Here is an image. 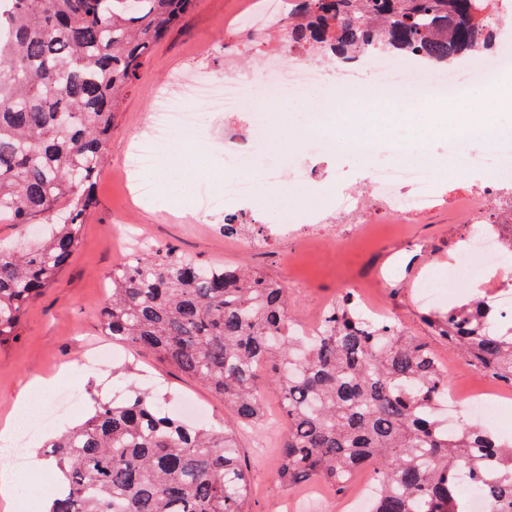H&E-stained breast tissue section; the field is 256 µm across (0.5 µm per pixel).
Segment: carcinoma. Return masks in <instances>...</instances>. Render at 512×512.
<instances>
[{
  "instance_id": "1",
  "label": "carcinoma",
  "mask_w": 512,
  "mask_h": 512,
  "mask_svg": "<svg viewBox=\"0 0 512 512\" xmlns=\"http://www.w3.org/2000/svg\"><path fill=\"white\" fill-rule=\"evenodd\" d=\"M0 11V220L46 224L31 245L0 246V346L68 265L94 208V178L115 112L154 46L195 0H8ZM496 0H297L288 48L355 60L367 51L429 65L490 50L504 27ZM485 299L425 321L474 367L512 386V327ZM112 342L196 379L238 425L265 417L270 370L287 431L278 477L341 489L376 476L373 512H467L458 472L490 512H512V442L462 423L443 430L448 385L430 344L389 322L367 324L340 294L315 336L296 330L288 289L260 271L143 250L112 272L100 309ZM45 447L58 481L44 512H245L250 480L225 424H195L152 391L99 401Z\"/></svg>"
}]
</instances>
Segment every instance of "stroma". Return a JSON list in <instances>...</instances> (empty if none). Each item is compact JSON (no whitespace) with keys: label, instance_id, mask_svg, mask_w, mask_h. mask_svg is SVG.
I'll use <instances>...</instances> for the list:
<instances>
[{"label":"stroma","instance_id":"35a3bbf8","mask_svg":"<svg viewBox=\"0 0 512 512\" xmlns=\"http://www.w3.org/2000/svg\"><path fill=\"white\" fill-rule=\"evenodd\" d=\"M250 7V0H196L193 8L157 43L149 65L127 90L115 114L108 156L94 186L95 208L83 227L78 251L29 306L19 338L0 347V425L12 414L17 395L33 377H56L55 391L72 389L77 394L67 414L42 419L39 433L28 445L23 466L31 487L55 480L49 464H33L34 458L43 453L47 435L86 417L96 402L123 397L131 381L168 395L173 405L192 400L204 409L207 419L219 422L232 418L223 401L195 380L151 355L112 345L102 332L99 309L107 299L113 270L124 266L132 256L126 240L133 232L145 236L153 245L170 244L199 260L245 263L280 277L282 245L244 255L233 242L225 240L221 230L223 192L211 191L215 206L205 217L197 215V200L203 189L197 169L203 166L219 175L228 173L224 134L243 132L242 119L228 120L221 112L206 110L199 116L196 133L173 134L164 150L166 162L148 176L150 182L166 184V197L142 202L132 184L126 183L120 166L132 140L144 129L160 92H179L180 80L187 75L203 79L223 75L224 62L230 58L243 59L258 71L275 56L279 49L276 38L263 29L238 26V18ZM309 100V94L301 90L275 98L261 90L256 92L247 108L267 112L273 127L270 139L260 150V163L286 167L306 158L311 146ZM392 111L381 137L363 155L347 146L359 129L355 114H332L331 148L317 159V175H331L350 189L359 186L368 163L386 165L397 158L392 140L396 128L405 123L410 124L432 157L450 151L467 157L490 148L485 138H459V130L472 121L473 108L466 103H444L436 112L407 115L396 100ZM442 184L436 207L406 224L405 238L367 241L358 250L350 251L340 246L352 230L350 221L341 218L334 222L337 246L298 261L297 275L302 283L288 288L293 316L302 321L313 320L325 301L347 283L375 273L383 285L370 289L368 300L390 306L407 334L423 338L439 358H447V343L424 321L427 308L420 302L418 286L425 280L436 284L450 305L473 298L475 293L470 287L449 280L448 259L466 230L457 203L477 191L481 181L465 170L444 178ZM305 204V196L275 197L269 187L262 185L255 206L240 212L239 221L254 233L261 232L266 224L287 220L299 223L304 218ZM64 368L81 374V386L72 387L68 379L59 378L58 373ZM285 433L282 425L259 433L249 429L239 433L240 451L252 487L248 512H307L309 502L334 496L325 487L290 490L279 483L277 449Z\"/></svg>","mask_w":512,"mask_h":512}]
</instances>
